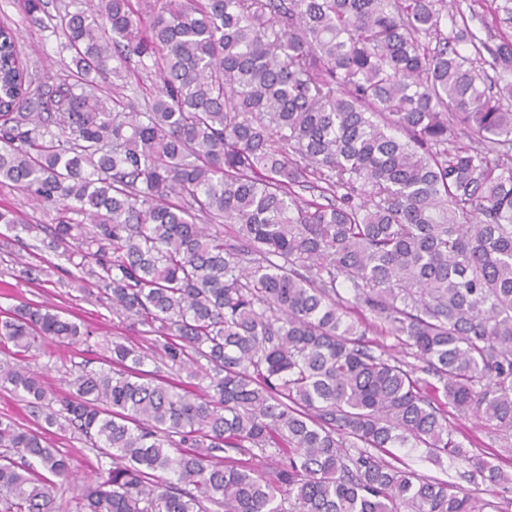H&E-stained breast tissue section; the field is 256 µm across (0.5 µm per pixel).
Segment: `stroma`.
Instances as JSON below:
<instances>
[{"label": "stroma", "instance_id": "1", "mask_svg": "<svg viewBox=\"0 0 512 512\" xmlns=\"http://www.w3.org/2000/svg\"><path fill=\"white\" fill-rule=\"evenodd\" d=\"M0 23L16 32L29 65L57 77L66 74L70 55L62 49V36L33 24L23 10V0H0ZM1 205L14 207L32 224L33 230L24 234L19 243L0 237V311L25 300L52 307L91 332L88 342L81 345H62L46 339L29 352L26 365L39 373L49 391H66L67 373L73 364L87 360L92 367H99L113 341L144 343L140 328L117 318L107 306L101 305L95 287L72 278L64 268L58 267L57 256L44 245V228L53 224L54 211L43 209L12 187L0 186ZM29 264L47 267V276L36 282L26 280L22 270ZM452 426L458 442L484 457H497L503 470L512 474V438L471 420L458 419ZM51 444L68 457L72 471L69 482L56 488L57 500L63 512H75L77 498L97 471L96 453L88 448L83 437L68 432L52 436ZM398 454L418 475L447 480L466 490L471 487L465 468L434 465L426 458L424 449L402 448Z\"/></svg>", "mask_w": 512, "mask_h": 512}]
</instances>
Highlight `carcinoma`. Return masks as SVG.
<instances>
[{"label": "carcinoma", "instance_id": "carcinoma-1", "mask_svg": "<svg viewBox=\"0 0 512 512\" xmlns=\"http://www.w3.org/2000/svg\"><path fill=\"white\" fill-rule=\"evenodd\" d=\"M487 2L479 33L459 0H24L72 68L48 84L0 27V185L57 207L47 247L155 350L114 340L52 396L18 357L90 332L0 320V389L38 420L0 418V512H61L53 428L108 460L77 512H499L373 453L512 493L449 421L512 435V34ZM133 60L160 80L140 112ZM0 227L32 229L9 206ZM351 306L423 366L374 353ZM156 353L187 380L144 370ZM399 455L418 475L424 477L437 478L456 483L465 490H474L476 485L468 480L467 468L450 466L447 458L443 460V466L438 467L426 458L423 448H402L393 450Z\"/></svg>", "mask_w": 512, "mask_h": 512}]
</instances>
